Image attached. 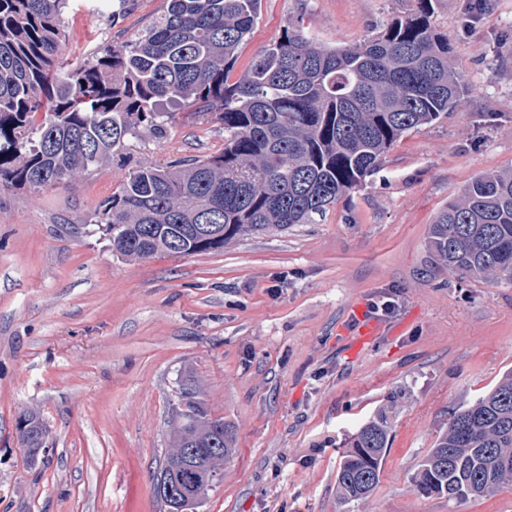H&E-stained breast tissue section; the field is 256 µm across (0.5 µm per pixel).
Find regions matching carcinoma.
<instances>
[{"instance_id": "1", "label": "carcinoma", "mask_w": 512, "mask_h": 512, "mask_svg": "<svg viewBox=\"0 0 512 512\" xmlns=\"http://www.w3.org/2000/svg\"><path fill=\"white\" fill-rule=\"evenodd\" d=\"M67 0H0V185L40 192L71 185L131 138L160 134L161 100L188 105L224 129V149L133 173L104 200L99 229L130 260L221 251L256 231L312 224L373 174L407 133L460 107L465 76L451 66L448 35L429 0L367 41L330 47L294 22L235 80L261 0H164L133 38L76 64L60 60ZM199 224H218L211 235ZM431 271L512 276V175L469 183L429 226ZM167 462L208 448L205 470L224 475L234 433L209 410L195 376L177 382ZM21 446L43 447L32 413ZM389 444L385 420L354 435L336 473L339 503L379 483ZM512 485V372L451 413L420 460L423 496L483 497Z\"/></svg>"}]
</instances>
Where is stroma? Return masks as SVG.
<instances>
[{"instance_id":"1","label":"stroma","mask_w":512,"mask_h":512,"mask_svg":"<svg viewBox=\"0 0 512 512\" xmlns=\"http://www.w3.org/2000/svg\"><path fill=\"white\" fill-rule=\"evenodd\" d=\"M112 20L68 0L64 58L122 44L162 10ZM432 0L470 92L408 134L315 224L249 234L223 251L128 262L99 232L101 203L143 167L220 152L219 124L179 111L70 186L0 187V512H163L152 474L169 445L181 372L233 428L224 480L200 512H512V487L450 500L414 489L452 411L512 371V279L431 272L429 226L476 176L512 169V0ZM418 0H261L236 71L299 19L353 45ZM391 297V313L371 302ZM376 334L358 343L362 326ZM25 412L49 430L28 466ZM384 418L380 482L339 504L353 434Z\"/></svg>"}]
</instances>
